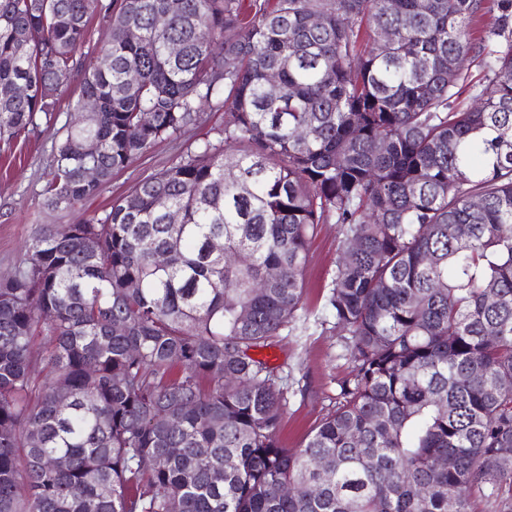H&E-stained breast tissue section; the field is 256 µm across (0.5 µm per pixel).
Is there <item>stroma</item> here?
I'll use <instances>...</instances> for the list:
<instances>
[{"label":"stroma","mask_w":512,"mask_h":512,"mask_svg":"<svg viewBox=\"0 0 512 512\" xmlns=\"http://www.w3.org/2000/svg\"><path fill=\"white\" fill-rule=\"evenodd\" d=\"M79 93L71 81L57 112L38 115L33 131L20 134L10 146L0 147V276L11 272L25 243L44 224H70L78 215L102 214L113 200L138 182L158 173L202 139L217 140L224 127V109L214 106L181 135L163 140L123 170L114 173L96 196L76 209H50L42 190L49 176L52 146L74 119ZM342 235L337 225H318L308 247L303 301L309 312L306 332L284 334L272 346L276 365L288 371L301 388L291 397L280 428L282 443L300 447L311 430L332 409L338 382L352 363L337 336L333 318L324 308L331 277L340 255Z\"/></svg>","instance_id":"obj_1"}]
</instances>
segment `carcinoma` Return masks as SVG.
I'll list each match as a JSON object with an SVG mask.
<instances>
[{
    "label": "carcinoma",
    "mask_w": 512,
    "mask_h": 512,
    "mask_svg": "<svg viewBox=\"0 0 512 512\" xmlns=\"http://www.w3.org/2000/svg\"><path fill=\"white\" fill-rule=\"evenodd\" d=\"M485 2L0 0V141L82 72L49 206L213 101L228 114L104 215L44 225L0 279V512H512V461L488 466L512 449V0L476 36ZM320 224L362 236L325 299L352 369L287 448L288 377L252 352L307 323ZM108 31V22L100 16H94L89 24L87 41L82 48L83 55L89 58L96 56L100 42L106 37Z\"/></svg>",
    "instance_id": "obj_1"
}]
</instances>
